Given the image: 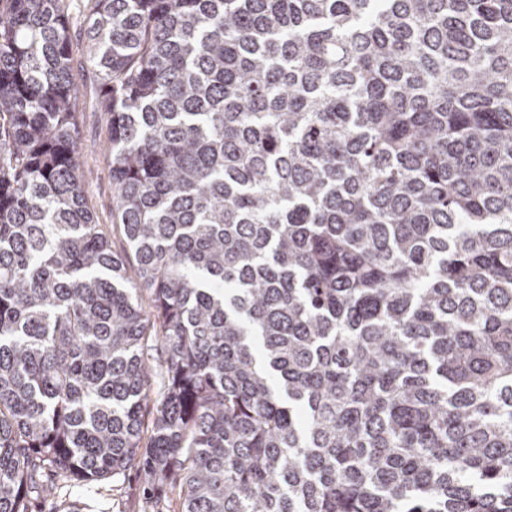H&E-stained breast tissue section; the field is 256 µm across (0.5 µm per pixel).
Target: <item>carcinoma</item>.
Masks as SVG:
<instances>
[{"instance_id": "cac0c4a2", "label": "carcinoma", "mask_w": 512, "mask_h": 512, "mask_svg": "<svg viewBox=\"0 0 512 512\" xmlns=\"http://www.w3.org/2000/svg\"><path fill=\"white\" fill-rule=\"evenodd\" d=\"M92 2L0 0V512H512V0ZM68 4L69 31L71 38L74 43L82 44L85 39L91 2L89 0H68ZM75 73L84 70L85 79H79L84 85L83 111L80 113L79 163L82 183L88 206L98 224H106L112 250L122 253L125 242L118 228L112 230V168L104 154L107 139V124L104 112L98 101L94 74L87 66L81 52L74 57ZM143 477L135 469H129L124 475L108 483H101L89 490H79L67 486L49 500H36L32 512H57L63 510L70 502L80 512H172L178 510L177 490L168 493L169 501L155 502L150 492L144 487Z\"/></svg>"}]
</instances>
